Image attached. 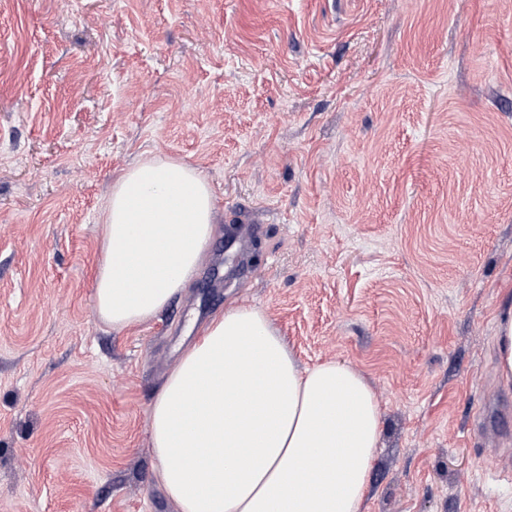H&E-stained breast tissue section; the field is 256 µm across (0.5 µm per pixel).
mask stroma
<instances>
[{
    "label": "stroma",
    "mask_w": 512,
    "mask_h": 512,
    "mask_svg": "<svg viewBox=\"0 0 512 512\" xmlns=\"http://www.w3.org/2000/svg\"><path fill=\"white\" fill-rule=\"evenodd\" d=\"M149 154L210 182L183 292L94 311L113 181ZM233 249H225L228 236ZM512 280V0H0V512H180L151 406L225 310L381 405L364 512H512L496 372Z\"/></svg>",
    "instance_id": "obj_1"
}]
</instances>
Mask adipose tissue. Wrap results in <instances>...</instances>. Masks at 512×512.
<instances>
[{"instance_id": "obj_1", "label": "adipose tissue", "mask_w": 512, "mask_h": 512, "mask_svg": "<svg viewBox=\"0 0 512 512\" xmlns=\"http://www.w3.org/2000/svg\"><path fill=\"white\" fill-rule=\"evenodd\" d=\"M214 220L193 166L153 154L126 169L101 217L98 318L127 329L156 317L197 270ZM150 433L181 512H362L381 419L358 372L300 370L264 312L232 307L177 360Z\"/></svg>"}]
</instances>
